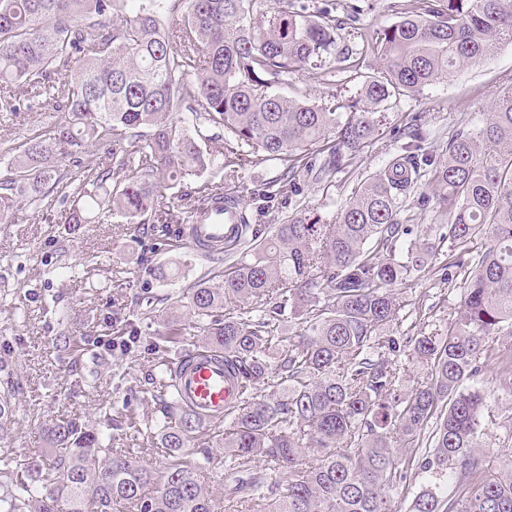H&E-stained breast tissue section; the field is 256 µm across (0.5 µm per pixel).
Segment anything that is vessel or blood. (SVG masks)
<instances>
[{
  "label": "vessel or blood",
  "mask_w": 512,
  "mask_h": 512,
  "mask_svg": "<svg viewBox=\"0 0 512 512\" xmlns=\"http://www.w3.org/2000/svg\"><path fill=\"white\" fill-rule=\"evenodd\" d=\"M240 232L237 209L219 203L199 210L182 234L193 250L205 254L223 249ZM174 378L182 404L205 425L223 417L240 395L236 376L224 368L223 354L209 349H196L182 357Z\"/></svg>",
  "instance_id": "b4317fda"
}]
</instances>
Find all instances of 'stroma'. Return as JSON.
<instances>
[{
	"instance_id": "stroma-1",
	"label": "stroma",
	"mask_w": 512,
	"mask_h": 512,
	"mask_svg": "<svg viewBox=\"0 0 512 512\" xmlns=\"http://www.w3.org/2000/svg\"><path fill=\"white\" fill-rule=\"evenodd\" d=\"M355 0H335L343 26L336 46L350 68L290 76L281 93L300 101L330 96L358 98L379 63L362 49L376 30L399 20L407 0H356L363 11L349 20ZM512 85V44L504 43L468 70L391 99L383 108L386 135L364 155L356 170L331 183L307 181L292 202L261 215L258 195L280 169L246 159L242 179L230 186L246 204L253 223H272L297 211L318 212L333 221L358 183L394 151L389 131L420 116L433 155H444L452 131L473 127L489 110L494 91ZM71 202L48 194L35 208H23L0 224V381L11 379L14 418L0 457L23 461L48 448L45 422L72 419L120 451L135 446V427L159 417L164 408L157 380L160 336L171 324L190 322L187 310L170 314L183 292L224 269L223 262L196 253L179 240L182 213L172 207L166 224H124L108 218L69 224ZM461 278L441 284L437 274L414 277L396 288L406 302L397 336L420 335L413 322L425 312L430 332H445L461 298ZM127 337L125 347L113 341ZM479 387L493 395L483 414V442L491 469L512 458V394L498 390L495 371L486 368ZM107 408L111 422L99 417Z\"/></svg>"
}]
</instances>
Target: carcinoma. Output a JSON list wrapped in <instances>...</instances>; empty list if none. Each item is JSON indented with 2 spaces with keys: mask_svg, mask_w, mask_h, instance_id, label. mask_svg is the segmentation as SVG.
Returning <instances> with one entry per match:
<instances>
[{
  "mask_svg": "<svg viewBox=\"0 0 512 512\" xmlns=\"http://www.w3.org/2000/svg\"><path fill=\"white\" fill-rule=\"evenodd\" d=\"M0 0V113L21 107L10 85L61 119L5 148L0 223L62 186L73 197L71 224L99 214L147 224L170 211L167 191L190 178H239L253 156L282 166L263 193L293 198L312 160L321 173L357 164L382 135L378 109L486 59L512 43V0H416L376 31L367 50L379 75L356 100L307 102L276 91L288 75L320 69L336 54L341 21L333 0L309 11L304 0ZM182 23L166 27L165 18ZM224 138V151L202 147ZM367 174L334 221L295 213L268 231L250 223L224 243L217 282L200 279L180 298L205 348L239 370L242 394L224 413V498L216 499L186 460L198 432L158 368L168 412L145 425L164 460L139 463L71 420L49 424L52 447L26 463L0 460V512H512V460L485 468L483 410L473 385L492 365L512 392V86L493 94L482 124L448 137V155L426 151L419 129ZM108 147L104 158L88 145ZM428 180L438 242L414 231L402 204ZM187 219L221 198L207 185ZM461 304L443 336L414 338L427 377L399 388L393 328L405 308L395 293L426 271L439 245L467 251ZM227 303L240 313L224 312ZM180 411L179 418L174 412ZM438 483L407 493L399 467Z\"/></svg>",
  "mask_w": 512,
  "mask_h": 512,
  "instance_id": "carcinoma-1",
  "label": "carcinoma"
}]
</instances>
